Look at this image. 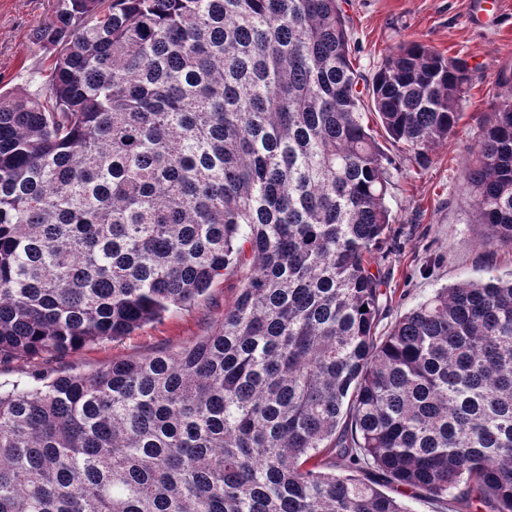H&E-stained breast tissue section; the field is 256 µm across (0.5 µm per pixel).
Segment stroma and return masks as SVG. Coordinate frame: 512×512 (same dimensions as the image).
Returning a JSON list of instances; mask_svg holds the SVG:
<instances>
[{"label":"stroma","instance_id":"obj_1","mask_svg":"<svg viewBox=\"0 0 512 512\" xmlns=\"http://www.w3.org/2000/svg\"><path fill=\"white\" fill-rule=\"evenodd\" d=\"M57 0H0V88L24 86L34 69H48L52 52L37 39L40 21ZM354 67L371 82L386 55L400 43L417 41L448 57L467 61L472 84L458 103V127L435 146L427 168L393 143L376 114L364 119L387 155L391 186L386 204L390 232L383 245L382 289L387 294L380 322L388 328L400 314L441 287L466 279L512 276V250L482 246L473 222L474 200L464 188L474 161L480 126L490 113L501 70L512 69V0H343ZM236 297V280L216 282L192 311L145 324L118 342L84 347L63 358H18L0 363V385L26 380L38 368L56 373L94 370L115 358H139L178 350L221 321Z\"/></svg>","mask_w":512,"mask_h":512}]
</instances>
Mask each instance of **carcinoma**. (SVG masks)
<instances>
[{
  "instance_id": "1",
  "label": "carcinoma",
  "mask_w": 512,
  "mask_h": 512,
  "mask_svg": "<svg viewBox=\"0 0 512 512\" xmlns=\"http://www.w3.org/2000/svg\"><path fill=\"white\" fill-rule=\"evenodd\" d=\"M0 90V360L63 357L237 295L176 350L0 392V512H512V279L387 331L390 172L339 0H58ZM471 71L418 42L368 89L430 163ZM465 178L512 249V74ZM367 306V311L360 308Z\"/></svg>"
}]
</instances>
